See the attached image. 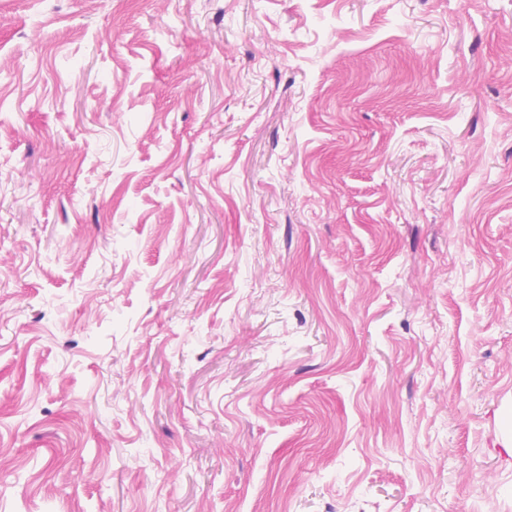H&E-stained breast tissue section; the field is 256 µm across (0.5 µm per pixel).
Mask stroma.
<instances>
[{
	"instance_id": "35a3bbf8",
	"label": "stroma",
	"mask_w": 512,
	"mask_h": 512,
	"mask_svg": "<svg viewBox=\"0 0 512 512\" xmlns=\"http://www.w3.org/2000/svg\"><path fill=\"white\" fill-rule=\"evenodd\" d=\"M512 0H0V512H512Z\"/></svg>"
}]
</instances>
